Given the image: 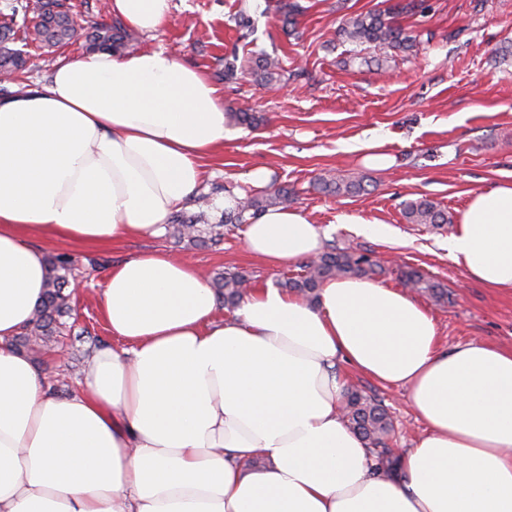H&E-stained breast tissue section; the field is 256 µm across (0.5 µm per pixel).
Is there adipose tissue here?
Segmentation results:
<instances>
[{
	"instance_id": "adipose-tissue-1",
	"label": "adipose tissue",
	"mask_w": 512,
	"mask_h": 512,
	"mask_svg": "<svg viewBox=\"0 0 512 512\" xmlns=\"http://www.w3.org/2000/svg\"><path fill=\"white\" fill-rule=\"evenodd\" d=\"M170 12L112 0L143 33ZM227 128L218 87L162 48L90 50L0 99V512H512V349L441 350L425 306L359 276L314 304L268 282L226 314L194 265L145 250L100 291L127 346L93 351L76 392L50 393L15 348L46 244L160 236ZM321 240L296 208L265 211L244 238L273 268ZM448 250L512 294V182L471 193ZM343 362L409 394L424 430L397 475L374 473L340 417Z\"/></svg>"
}]
</instances>
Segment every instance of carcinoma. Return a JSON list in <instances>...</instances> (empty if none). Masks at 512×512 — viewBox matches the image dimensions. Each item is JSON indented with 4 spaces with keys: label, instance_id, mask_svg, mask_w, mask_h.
Segmentation results:
<instances>
[{
    "label": "carcinoma",
    "instance_id": "carcinoma-1",
    "mask_svg": "<svg viewBox=\"0 0 512 512\" xmlns=\"http://www.w3.org/2000/svg\"><path fill=\"white\" fill-rule=\"evenodd\" d=\"M430 9L428 0H398L389 9L367 13L351 14L342 20L336 30L339 41L368 46L379 52L370 61L382 66L387 50L397 49L411 52L417 46V37L396 25L392 15L413 16ZM32 13L35 22L26 27L24 38L16 39L14 18L18 11ZM75 35L70 24V14L60 0H45L35 5L30 2L11 6V14L3 15L0 20V73L16 74L25 70L29 60L26 51L28 41H37L50 46L68 43ZM89 46L127 50L133 41L127 27L116 23L112 26H96L88 32ZM20 42L21 47L11 48L9 44ZM250 71L255 80L262 85H275L281 81L282 68L279 60L266 54H257L251 60ZM323 190L337 195L360 191L363 180L344 181L334 178L320 179ZM294 193L286 187H276L260 194H248L236 201L235 208L224 214L226 224H244L270 208H286L294 203ZM403 217L409 224H450L448 216L435 202L425 198L413 200L404 205ZM198 218L177 215L173 220V234L188 235L196 231ZM71 262L62 256L49 260L48 276L44 295L39 302L34 318L26 332L15 338V346L28 351H39L46 338L57 332L59 319L71 310V294L65 292ZM378 274V265L365 254L355 251L338 250L329 247L311 264L304 266L303 273L288 277L282 283L287 290L313 301L318 298L320 286L330 278L360 275L373 278ZM401 280L405 286L425 293L437 302L448 298V292L439 283L426 278L419 271L407 268L401 271ZM249 277L241 271H226L214 277L212 287L217 298L229 309L236 308L247 295ZM346 424L358 432L376 454L377 471L392 475L398 471L399 457L387 447V439L392 429L391 420L383 406L358 392L349 389L341 408Z\"/></svg>",
    "mask_w": 512,
    "mask_h": 512
}]
</instances>
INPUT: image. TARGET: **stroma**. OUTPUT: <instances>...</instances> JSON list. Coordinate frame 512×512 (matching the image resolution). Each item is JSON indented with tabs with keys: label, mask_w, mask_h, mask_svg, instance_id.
<instances>
[{
	"label": "stroma",
	"mask_w": 512,
	"mask_h": 512,
	"mask_svg": "<svg viewBox=\"0 0 512 512\" xmlns=\"http://www.w3.org/2000/svg\"><path fill=\"white\" fill-rule=\"evenodd\" d=\"M284 0H171L160 31L138 37V49L174 51L181 63L205 72L224 95L226 111L247 110L261 119L257 128L230 124V136L205 164L204 178L181 214H204L222 224L220 242L201 243L170 234L105 247L60 246L84 288L82 299L44 350L37 367L57 396L76 391L86 357L96 348H122L112 337L98 295L112 265L146 249L192 261L201 271L247 272L253 284L278 282L300 273L301 265L267 266L244 247V227L223 224L225 196L259 191L250 179L259 168L267 184L288 187L324 231L323 245L364 253L383 268L377 283L402 288L400 271L414 268L439 282L448 300H418L433 314L443 346L484 341L512 347V295L469 279L448 253L447 224H410L405 202L427 198L458 216L471 192L512 182V66L499 53L512 44V0H429L423 15L403 19L417 36L413 52L393 51L383 66L356 61V46L335 32L344 15L373 9L379 0H297L305 11L292 35L277 18ZM246 12L254 28L241 38L234 22ZM84 36L62 47H30L24 88L46 82L62 60L86 51ZM278 57L284 70L273 88L259 85L249 70L236 80L222 78L224 59L246 60L258 52ZM380 139L394 162L383 170L364 167L361 150ZM360 177L364 191L333 195L316 186L319 178ZM356 221L389 225L386 240L355 235ZM348 385L382 400L392 422L390 445L410 447L422 427L408 392L384 387L343 368Z\"/></svg>",
	"instance_id": "obj_1"
}]
</instances>
